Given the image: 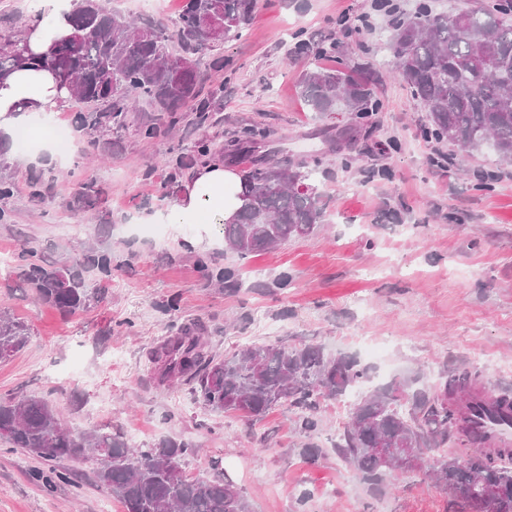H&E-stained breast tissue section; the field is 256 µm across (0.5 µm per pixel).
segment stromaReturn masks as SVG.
<instances>
[{
  "label": "stroma",
  "mask_w": 512,
  "mask_h": 512,
  "mask_svg": "<svg viewBox=\"0 0 512 512\" xmlns=\"http://www.w3.org/2000/svg\"><path fill=\"white\" fill-rule=\"evenodd\" d=\"M375 0H258L245 38L225 43L224 67H203L206 87H223L221 119L206 129L216 150L232 134L260 132L254 151L230 160L239 173L256 156L276 151L320 162L326 216L317 233L245 257L227 250L221 227L195 232L167 220L183 187L165 184L171 145L188 147L193 130L174 141H146L137 131L152 116L138 101L111 142L75 133V155L45 160L41 138L7 142L17 182L0 224V311L31 327L26 348L0 362V397L51 401L62 426L121 432L149 447L164 438L196 445L188 478L228 474L252 512H449L447 494L426 470L388 477L370 488L336 454L349 420L335 401L318 412L320 430L300 433L298 412L282 404L260 421L214 413L182 381L160 382L152 353L173 326L203 327L205 349L225 355L250 343L319 345L356 358L375 380L416 377L437 384L466 371L490 391L512 388V166L492 151L441 166L445 143L424 139L426 114L396 76L381 39L388 19ZM363 17L360 34L342 37L336 19ZM339 39L331 56L289 54V37ZM367 64L383 76L380 110L361 126L350 115L323 117L297 93L316 65ZM51 166L57 177L46 208L31 202L29 168ZM95 177L106 184V209H70L72 189ZM57 262L94 247L112 256V274L96 280L103 300L73 316L35 300L14 273L25 244ZM234 267L239 287L210 284L201 261ZM292 276L281 288V272ZM177 299L175 316L159 306ZM318 451L308 462L304 449ZM69 479L47 488L33 472ZM310 491L300 502L302 491ZM0 512H124L93 480L85 462L46 461L0 442Z\"/></svg>",
  "instance_id": "obj_1"
}]
</instances>
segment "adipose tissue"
I'll list each match as a JSON object with an SVG mask.
<instances>
[{"label": "adipose tissue", "mask_w": 512, "mask_h": 512, "mask_svg": "<svg viewBox=\"0 0 512 512\" xmlns=\"http://www.w3.org/2000/svg\"><path fill=\"white\" fill-rule=\"evenodd\" d=\"M62 0H39L25 38L32 53L50 50L55 39L68 35L70 26ZM65 93L57 91L51 73L21 68L0 79V132L21 136L32 115L62 106ZM242 178L223 163L212 161L196 169L185 192L173 203L174 224L211 226L230 221L242 205Z\"/></svg>", "instance_id": "ef3b65f1"}]
</instances>
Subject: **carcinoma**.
Segmentation results:
<instances>
[{
    "label": "carcinoma",
    "instance_id": "carcinoma-1",
    "mask_svg": "<svg viewBox=\"0 0 512 512\" xmlns=\"http://www.w3.org/2000/svg\"><path fill=\"white\" fill-rule=\"evenodd\" d=\"M182 2L170 25L161 17L134 21L102 0H73L72 32L55 44L51 61L27 51L23 37L3 35L0 75L23 67L50 68L59 86L70 84L68 93L83 105L75 123L89 136L123 127L137 98L150 100L160 112L158 121L139 127L144 140L169 139L183 123L201 129L215 121L223 101L204 92L203 60L209 56L212 66L224 67L220 47L246 34L257 0ZM388 27L387 44L400 79L427 112L424 134L465 152L489 146L500 162L512 165V77L505 75L512 68V0H480L451 18L424 2L412 16L393 19ZM379 82L369 68L316 67L302 73L299 88L310 111L346 112L362 124L379 111ZM189 102L192 111H183ZM254 136L249 130L227 141L224 156L234 155ZM213 151V143L202 136L168 157V184ZM6 169L0 158V201L16 190ZM318 174L319 165L286 158L251 168L243 177L242 205L234 220L224 224V243L245 256L314 234L325 216ZM55 184L51 170L31 171L30 199L44 203ZM107 200L103 183L85 179L71 208L86 211ZM200 267L211 282L239 286L235 268L204 261ZM17 269L40 302L71 316L103 299L101 289L88 287L86 274L109 276L112 256L87 249L59 264L29 247L20 254ZM29 336L25 322L0 315V361L20 352ZM152 358L162 364L161 380L193 385L197 399L213 411L258 420L276 405L290 403L307 436L319 430L323 402L362 390L336 441V454L366 482L377 485L404 468L407 448L417 460L412 472L434 461L429 475L448 494L455 512H512L511 449L480 448L466 458L445 449L450 440L472 444L467 432L455 429L458 414L474 416L481 407L471 392L475 378L470 372L433 386H421L416 378L373 386L367 367L317 345L250 344L222 358L209 355L194 323L177 326ZM0 440L44 460L93 461L95 482L121 501L125 512H251L230 477L191 480L184 475V460L196 453L193 443L165 438L144 448L103 428L75 435L62 428L55 408L42 398L0 399ZM379 448H393L397 455L386 462Z\"/></svg>",
    "mask_w": 512,
    "mask_h": 512
}]
</instances>
